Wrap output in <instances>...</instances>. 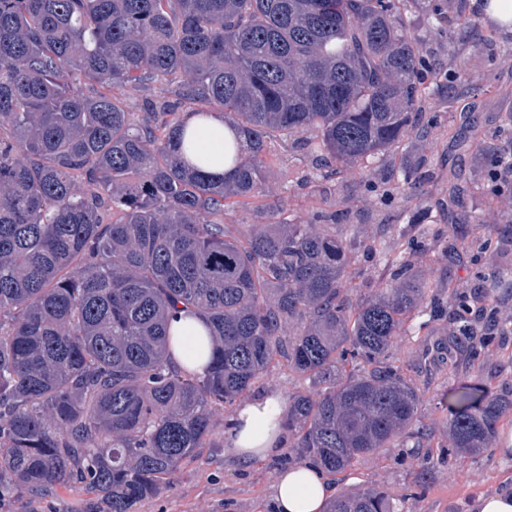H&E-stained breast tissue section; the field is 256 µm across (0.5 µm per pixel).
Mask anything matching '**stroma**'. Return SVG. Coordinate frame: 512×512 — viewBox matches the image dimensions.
<instances>
[{"label":"stroma","mask_w":512,"mask_h":512,"mask_svg":"<svg viewBox=\"0 0 512 512\" xmlns=\"http://www.w3.org/2000/svg\"><path fill=\"white\" fill-rule=\"evenodd\" d=\"M451 33L433 31L426 13L412 7L406 27L437 73L422 96L413 128L398 148L339 166L323 179L316 158L293 139L275 135L269 144L274 173L266 195L226 210L224 222L235 235L250 225L287 219L323 224L351 241V272L357 291L371 295L390 281L387 266L365 247L399 251L409 240L422 242L412 260L427 279L473 294L499 271L512 267V185L493 189L491 161L512 154V34L484 25L472 38L467 21L471 0H443ZM417 171L414 191L397 188L404 169ZM493 304L499 326L477 350L458 356L453 368L432 364L436 340L458 335L453 316L424 311L410 318L397 339L405 365L422 364L415 384L422 421L431 433L427 448H387L361 459L336 478L337 487L385 491L397 512H470L483 492L512 484V417L502 422L491 448L478 456L444 449L448 388L469 383L494 393L512 391V292L498 289ZM213 414L215 432L193 461L177 472L171 488L144 501L138 512H267L280 459L244 468L224 453V422ZM87 492L79 486L53 488L8 512H80Z\"/></svg>","instance_id":"1"}]
</instances>
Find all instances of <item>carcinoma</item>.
Segmentation results:
<instances>
[{"label": "carcinoma", "instance_id": "carcinoma-1", "mask_svg": "<svg viewBox=\"0 0 512 512\" xmlns=\"http://www.w3.org/2000/svg\"><path fill=\"white\" fill-rule=\"evenodd\" d=\"M412 0H0V496L82 485L83 512H134L214 432L212 410L280 358L290 458L331 475L383 448L427 447L394 344L433 284L383 254L387 288L353 296L346 239L286 220L224 224L265 191L274 132L340 164L409 133L423 61ZM178 79L136 119L113 89ZM212 109L237 141L221 179L173 114ZM213 346L179 368L168 319ZM448 447H490L512 394L448 389ZM328 512H395L342 488Z\"/></svg>", "mask_w": 512, "mask_h": 512}]
</instances>
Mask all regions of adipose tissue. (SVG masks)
<instances>
[{
	"instance_id": "adipose-tissue-1",
	"label": "adipose tissue",
	"mask_w": 512,
	"mask_h": 512,
	"mask_svg": "<svg viewBox=\"0 0 512 512\" xmlns=\"http://www.w3.org/2000/svg\"><path fill=\"white\" fill-rule=\"evenodd\" d=\"M187 128L195 132L197 141L210 158L208 171L223 176L226 169L224 137L229 129L222 114H213L203 127L199 126L197 118H189ZM207 348L204 326L184 313L175 314L170 321L173 360L185 369L200 370L205 363L200 353ZM287 411L286 401L274 390L242 402L226 434L227 455L249 467L267 463L280 450ZM330 499L331 489L324 473L307 462L280 471L274 484L277 512H325Z\"/></svg>"
}]
</instances>
